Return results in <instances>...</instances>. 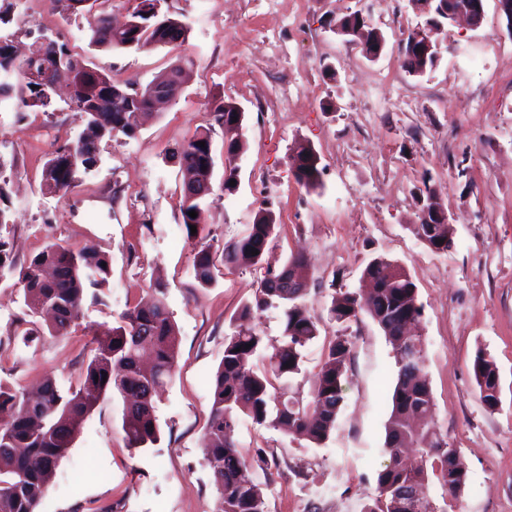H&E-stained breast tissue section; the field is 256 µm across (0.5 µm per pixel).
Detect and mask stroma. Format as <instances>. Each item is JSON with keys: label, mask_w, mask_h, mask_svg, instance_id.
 <instances>
[{"label": "stroma", "mask_w": 512, "mask_h": 512, "mask_svg": "<svg viewBox=\"0 0 512 512\" xmlns=\"http://www.w3.org/2000/svg\"><path fill=\"white\" fill-rule=\"evenodd\" d=\"M162 10L188 26L184 44L98 49L89 44L90 13L59 5L18 8L0 26L18 53L39 34L54 35L119 82L143 86L177 63L189 72L175 100L134 137L101 139L97 164L64 196L40 190L41 171L59 145L83 132V113L60 100L46 113L0 112L11 213L0 237L16 262L50 243L88 247L111 262L101 301L85 304L63 336L30 335L23 292L13 273L0 272V381L32 391L50 376L61 388L76 386L91 356V327L112 324L159 280L177 331V365L157 400L159 442L128 448L122 399L101 398L52 474V512L215 510L204 441L214 378L224 338L264 271L222 269L206 288L194 278L195 243L181 222L182 173L171 152L207 126L215 165L204 244L222 256L270 198L277 228L266 265L280 267L296 253L310 264L305 304L320 336L292 389L308 393L325 341L342 336L352 344L344 401L324 444L246 419L238 425L235 439L266 512H363L375 495L388 461L394 353L368 315L340 324L328 309L335 292L364 289L362 270L376 256L399 264L417 285L435 430L467 468L457 497L434 476L427 495L439 512H512V31L495 0H486L480 29L446 24L439 61L422 75L406 72L400 56L424 20L415 0H164ZM355 11L384 34L379 59L337 34V22ZM390 70L395 80L384 81ZM222 100L245 110V147L231 161L224 129L213 122ZM299 142L319 158L316 188L294 178ZM229 164L238 181L231 194L224 191ZM426 184L454 227L453 245L441 253L412 233ZM480 351L498 371L493 409L473 378Z\"/></svg>", "instance_id": "stroma-1"}]
</instances>
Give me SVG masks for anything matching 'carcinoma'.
Segmentation results:
<instances>
[{
  "mask_svg": "<svg viewBox=\"0 0 512 512\" xmlns=\"http://www.w3.org/2000/svg\"><path fill=\"white\" fill-rule=\"evenodd\" d=\"M160 0H140L131 13L133 24L123 31L112 28L111 19L98 14L89 21L91 42L99 47L121 50L149 45H181L188 27L167 15L159 24L154 13ZM344 30L363 29L366 43L385 41L384 35L351 13L339 20ZM9 42L0 39V102L17 101L30 112H47L55 91L43 84L40 76L56 69L55 60L34 42L30 56L20 61L4 52ZM59 58L66 60L68 73L57 80L73 87L69 108L86 114L88 127L96 138L121 133L132 137L138 131L142 110L150 104L151 87L127 97L131 82L118 83L111 76L87 67L70 49L57 46ZM402 66L412 75H421L435 66L432 54L403 49ZM239 116L230 102L213 109L215 123L231 131L232 119ZM211 129L204 128L174 155L185 177L198 182L208 179L213 170ZM205 142L200 147L199 142ZM97 162V148L84 136L67 141L54 150L42 170L41 190L67 192L77 186L80 171ZM296 182L309 189L319 185L321 170L314 149L299 145L293 157ZM209 194H182L180 213L188 238L201 236L200 218ZM196 226L197 233L190 231ZM275 215L271 206L261 208L246 232L224 245V269L262 263L267 246L275 234ZM451 225L436 224L433 231L414 232L431 249H448ZM259 254H253V251ZM107 255L96 250H74L49 244L19 266L8 242L0 239V270L17 273L24 301L32 314L53 310L47 325L50 336L64 335L78 319L84 302L99 300L97 291L108 286L110 267ZM192 267L199 285L215 281L216 261L208 246L194 250ZM380 287L366 295L346 291L332 299L329 313L337 322L355 320L366 313L379 326L392 346L397 380L392 408L386 425L385 450L389 463L378 472L376 494L365 512H403L396 493L402 488H422L428 480V463L437 460V478L448 495L453 486L467 480V474L448 467L457 450L447 448L437 436L433 423L434 402L424 350L416 360L401 362L412 336L402 334L405 320L419 317L417 286L397 263L373 258L363 269ZM308 276V263L301 254L291 255L278 270L265 272L255 300L243 305L237 318L246 319L283 302L285 311L282 342L268 357V366L256 370L250 358L264 346V336L255 328H239L225 337L224 355L215 377L213 401L207 423L206 459L216 490L215 512H266L261 487L243 475L246 460L227 432L248 419L259 427L282 429L289 435L314 445L325 442L336 425L344 397L342 382L348 371L351 343L339 336L323 347L318 370L314 373L308 397L288 396L290 380L301 372L304 351L319 336L318 322L299 302L305 289L290 288L288 281ZM93 355L81 374L79 388L63 391L51 378L43 381L37 397L23 388L0 384V413L9 409L8 419L0 420V512H35L45 496L49 476L71 447L82 422L93 411L100 397L120 396L124 404L122 428L128 447L139 450L160 440L156 417V396L170 380L176 365V330L164 300L162 286L154 295L127 308L115 325L93 329ZM473 376L481 402L489 409L498 404V372L485 352L476 354Z\"/></svg>",
  "mask_w": 512,
  "mask_h": 512,
  "instance_id": "obj_1",
  "label": "carcinoma"
}]
</instances>
